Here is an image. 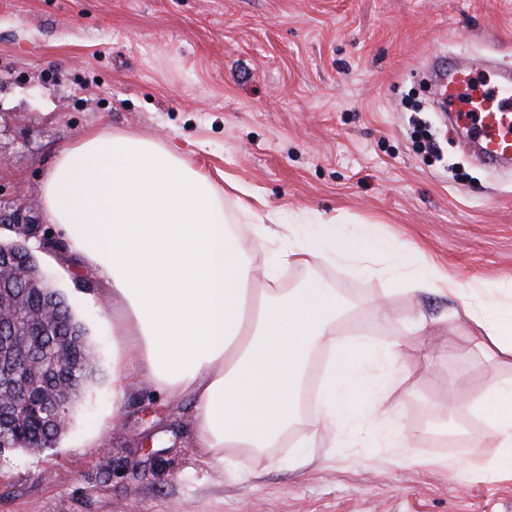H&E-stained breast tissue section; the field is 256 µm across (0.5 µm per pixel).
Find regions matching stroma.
I'll list each match as a JSON object with an SVG mask.
<instances>
[{"instance_id": "35a3bbf8", "label": "stroma", "mask_w": 512, "mask_h": 512, "mask_svg": "<svg viewBox=\"0 0 512 512\" xmlns=\"http://www.w3.org/2000/svg\"><path fill=\"white\" fill-rule=\"evenodd\" d=\"M512 66V0H0V212L30 220L40 266L86 326L99 378L52 447L0 452V512H512V473L466 399L512 380L466 336L462 299L512 304V170L477 163L438 106L404 111L435 57ZM431 123L435 155L418 151ZM91 130L174 145L189 165L239 183L234 222L261 198L282 223L322 216L403 244L377 266L434 259L458 284L408 293L340 262L284 271L352 313L347 334L398 341L406 369L390 421L407 448H353L344 428L303 469L287 448L238 480L207 468L189 402L131 387L112 408V332L101 283L62 243L41 187ZM248 195H241V188ZM392 313L378 324L372 299ZM100 422L95 439L84 423Z\"/></svg>"}]
</instances>
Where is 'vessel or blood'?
<instances>
[{
    "label": "vessel or blood",
    "instance_id": "1",
    "mask_svg": "<svg viewBox=\"0 0 512 512\" xmlns=\"http://www.w3.org/2000/svg\"><path fill=\"white\" fill-rule=\"evenodd\" d=\"M433 76L443 111L453 116L456 130L477 145L483 161L511 164L512 71L494 66L477 72L463 61H439Z\"/></svg>",
    "mask_w": 512,
    "mask_h": 512
}]
</instances>
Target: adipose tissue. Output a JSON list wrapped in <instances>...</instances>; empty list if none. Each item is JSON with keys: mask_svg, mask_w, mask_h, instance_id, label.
Returning <instances> with one entry per match:
<instances>
[{"mask_svg": "<svg viewBox=\"0 0 512 512\" xmlns=\"http://www.w3.org/2000/svg\"><path fill=\"white\" fill-rule=\"evenodd\" d=\"M224 191L175 148L132 134L90 131L58 156L42 187L44 209L69 252L79 255L103 284L115 355L112 398L122 401L142 372L153 389L193 406L197 446L206 463L223 469L231 455L255 457L287 447L297 402L314 354L327 353L326 376L308 399L310 412L300 463L331 428L348 426L353 447L379 439L407 446L416 426L396 422L386 435L369 424L384 414L387 389L365 383L364 363L379 358L400 372L399 344L344 339L349 314L335 292L316 282L276 288L285 268L316 261H346L358 271L384 276L411 290L455 293L456 284L436 263L411 275L378 267L385 241L351 243L342 225L284 224L271 212L246 209L236 227ZM275 244V259L255 280L250 254ZM463 314L474 328L467 341L512 365V309L468 302ZM375 399L365 407L359 394ZM470 409L482 414L512 471V381L488 386Z\"/></svg>", "mask_w": 512, "mask_h": 512, "instance_id": "ef3b65f1", "label": "adipose tissue"}]
</instances>
